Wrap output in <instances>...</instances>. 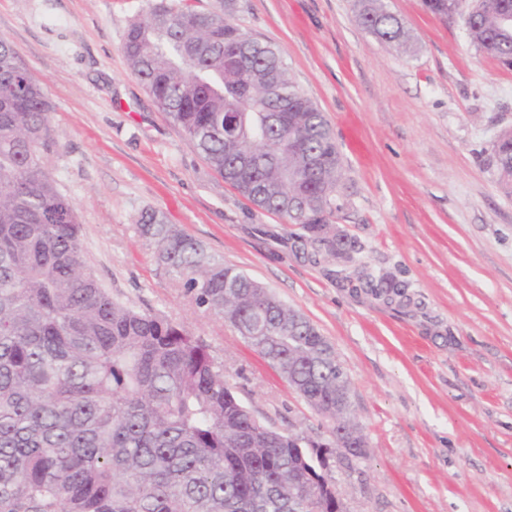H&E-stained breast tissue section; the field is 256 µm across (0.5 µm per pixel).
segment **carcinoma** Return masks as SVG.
<instances>
[{"label":"carcinoma","mask_w":512,"mask_h":512,"mask_svg":"<svg viewBox=\"0 0 512 512\" xmlns=\"http://www.w3.org/2000/svg\"><path fill=\"white\" fill-rule=\"evenodd\" d=\"M463 0H425L437 16ZM470 42L512 67V0H476ZM197 0L160 2L128 27L122 50L157 105L208 164L255 207L300 229L313 255L342 268L355 244L333 223L343 160L324 112L273 45L242 38ZM358 25L407 50L384 0H353ZM0 39V512H336L341 452L276 433L234 395L208 347L183 326L112 298L83 255L81 224L46 168L55 145L42 87ZM512 194V128L492 143ZM138 229L195 304L234 328L332 428L352 456L365 439L333 346L299 311L158 212ZM375 295L408 298L379 277Z\"/></svg>","instance_id":"cac0c4a2"}]
</instances>
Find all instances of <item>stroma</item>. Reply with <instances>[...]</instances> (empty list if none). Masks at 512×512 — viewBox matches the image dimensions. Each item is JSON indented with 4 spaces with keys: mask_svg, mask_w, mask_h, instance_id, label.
Wrapping results in <instances>:
<instances>
[{
    "mask_svg": "<svg viewBox=\"0 0 512 512\" xmlns=\"http://www.w3.org/2000/svg\"><path fill=\"white\" fill-rule=\"evenodd\" d=\"M156 2L0 0V37L50 105L46 165L88 266L114 299L206 344L265 425L327 444L328 422L158 263L141 212L303 313L335 347L367 437L365 457L332 462L345 512H512V195L490 156L512 127V70L423 0H385L413 36L407 54L359 27L352 0H237L234 23L280 49L333 129L335 224L359 249L341 274L226 186L132 72L125 31ZM385 274L409 302L375 296Z\"/></svg>",
    "mask_w": 512,
    "mask_h": 512,
    "instance_id": "stroma-1",
    "label": "stroma"
}]
</instances>
